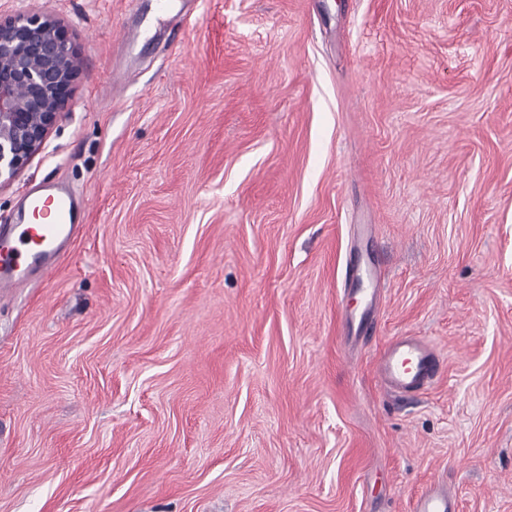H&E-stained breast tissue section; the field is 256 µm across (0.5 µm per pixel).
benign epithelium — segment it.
<instances>
[{
  "instance_id": "1",
  "label": "benign epithelium",
  "mask_w": 512,
  "mask_h": 512,
  "mask_svg": "<svg viewBox=\"0 0 512 512\" xmlns=\"http://www.w3.org/2000/svg\"><path fill=\"white\" fill-rule=\"evenodd\" d=\"M79 61L61 23L21 11L0 21V186L37 154L62 114Z\"/></svg>"
}]
</instances>
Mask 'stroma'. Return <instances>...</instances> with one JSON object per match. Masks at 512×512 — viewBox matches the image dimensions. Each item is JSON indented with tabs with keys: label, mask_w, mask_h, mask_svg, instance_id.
I'll return each mask as SVG.
<instances>
[{
	"label": "stroma",
	"mask_w": 512,
	"mask_h": 512,
	"mask_svg": "<svg viewBox=\"0 0 512 512\" xmlns=\"http://www.w3.org/2000/svg\"><path fill=\"white\" fill-rule=\"evenodd\" d=\"M134 9L0 0L80 62L0 224L89 204L0 294V512H512V0ZM404 334L443 363L406 399L373 370ZM452 493L440 482H432L413 502L412 512H456Z\"/></svg>",
	"instance_id": "stroma-1"
}]
</instances>
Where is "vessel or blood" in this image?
Segmentation results:
<instances>
[{"label":"vessel or blood","instance_id":"obj_1","mask_svg":"<svg viewBox=\"0 0 512 512\" xmlns=\"http://www.w3.org/2000/svg\"><path fill=\"white\" fill-rule=\"evenodd\" d=\"M30 212L16 223L0 226V290L12 288L29 272H53L79 231L87 207L85 198L62 185L29 189ZM440 371L439 358L420 336H396L375 360L380 383L395 394L424 390ZM412 512H457L452 493L439 482L430 483L413 502Z\"/></svg>","mask_w":512,"mask_h":512}]
</instances>
